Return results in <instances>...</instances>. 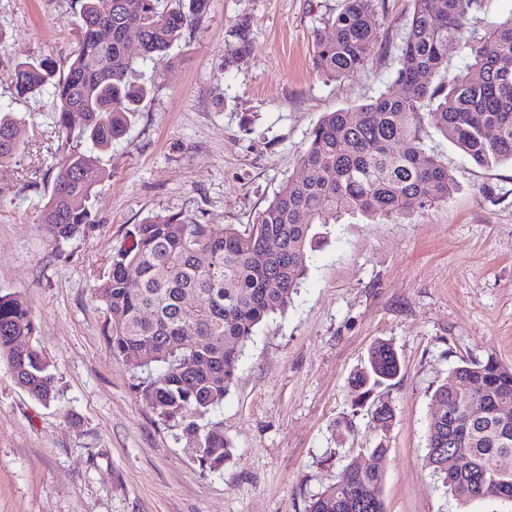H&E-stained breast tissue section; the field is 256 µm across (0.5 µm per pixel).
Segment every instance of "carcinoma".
I'll return each instance as SVG.
<instances>
[{
	"label": "carcinoma",
	"instance_id": "1",
	"mask_svg": "<svg viewBox=\"0 0 512 512\" xmlns=\"http://www.w3.org/2000/svg\"><path fill=\"white\" fill-rule=\"evenodd\" d=\"M162 0H78V42L66 73L46 59L15 64V96L51 90L58 127L78 129L82 149L65 143L42 224L54 240L90 225L88 199L105 173L99 154L126 133L152 87L136 82L128 43L140 58L170 59L184 28L207 12L210 0H188V11ZM484 0H413L395 82L402 96L383 93L355 109L327 112L312 129L301 156L304 176L285 182L244 228L202 224L180 214H156L136 225L131 243L112 254L107 278L95 288L104 307L103 335L114 356L154 352L135 389L156 415L199 440V466L219 470L230 458L220 422H202L224 401L236 378L242 348L255 328L285 310L299 287L315 238L313 225L328 213L389 219L446 200L455 190L448 167L422 145L417 122L424 102L437 131L480 166L512 164V18L472 28ZM374 0H345L333 34H317L314 63L327 78L351 77L379 38ZM469 50L466 69L449 77L448 45ZM20 120L0 114V167L21 150ZM198 304L190 308L185 296ZM37 326L16 294L0 295V360L40 402L55 399L54 376L33 344ZM400 372L392 344L378 340L350 378L355 406L391 427L394 406L376 392ZM445 407L426 427L424 460L457 501L512 503V369L493 359L464 360L435 390ZM380 443L362 448L346 479L327 486L308 512H385ZM468 460L465 474L443 466L448 456ZM495 468L488 472V457Z\"/></svg>",
	"mask_w": 512,
	"mask_h": 512
}]
</instances>
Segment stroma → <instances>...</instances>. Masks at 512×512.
<instances>
[{
    "label": "stroma",
    "instance_id": "35a3bbf8",
    "mask_svg": "<svg viewBox=\"0 0 512 512\" xmlns=\"http://www.w3.org/2000/svg\"><path fill=\"white\" fill-rule=\"evenodd\" d=\"M342 4L210 0L172 65L138 63L154 90L100 155L106 177L85 203L89 228L56 241L40 222L60 136L52 97L15 100L11 71L27 58L65 71L79 5L0 0V110L20 119L24 142L0 167V294L21 295L34 313L56 389L40 403L0 360V512H306L358 449L382 442L386 512H512L495 499L457 503L424 462L432 395L460 359L512 367V166H477L431 115L420 136L447 165L453 194L395 220L318 226L300 287L256 328L208 414L230 444L222 470H202L189 440L136 392L142 368L107 348L92 290L135 224L155 213L250 223L302 176L325 113L402 94L393 79L412 0H375L380 37L365 68L328 80L313 64L315 36ZM379 339L401 362L384 391L396 407L387 430L354 409L349 385Z\"/></svg>",
    "mask_w": 512,
    "mask_h": 512
}]
</instances>
